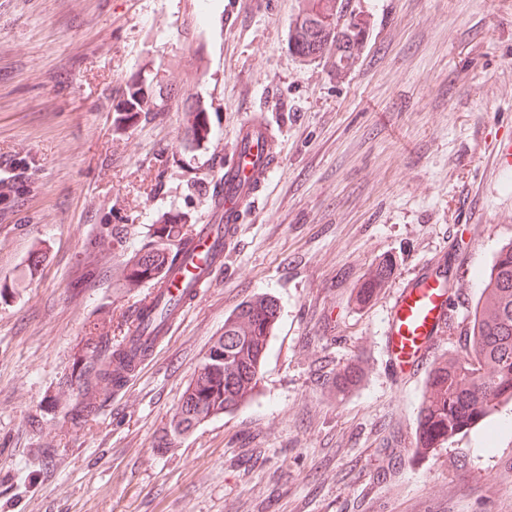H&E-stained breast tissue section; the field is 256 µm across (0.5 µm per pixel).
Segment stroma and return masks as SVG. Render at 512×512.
Here are the masks:
<instances>
[{"mask_svg": "<svg viewBox=\"0 0 512 512\" xmlns=\"http://www.w3.org/2000/svg\"><path fill=\"white\" fill-rule=\"evenodd\" d=\"M300 2L0 0V159L33 163L0 215V512H512V434L479 447L512 404L421 449L427 377L394 381L384 336L395 290L436 260L453 295L435 357L469 355L512 242V167L490 150L512 133V0H350L367 32L342 77L289 52ZM143 79L148 113L118 126ZM253 112L280 163L223 270L76 412L92 328L149 290L126 286L128 261L160 225L206 222ZM381 264L386 287L359 301ZM260 294L279 317L253 394L159 447L225 318ZM347 365L366 375L339 395Z\"/></svg>", "mask_w": 512, "mask_h": 512, "instance_id": "obj_1", "label": "stroma"}]
</instances>
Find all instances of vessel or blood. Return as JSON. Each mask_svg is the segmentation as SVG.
<instances>
[{
  "mask_svg": "<svg viewBox=\"0 0 512 512\" xmlns=\"http://www.w3.org/2000/svg\"><path fill=\"white\" fill-rule=\"evenodd\" d=\"M278 139L272 121L261 112L249 115L237 128L233 146L224 155L215 210L224 219V232L215 235L208 226L193 229L195 256L186 270L166 266L150 287V296L135 311L132 335L155 349L176 327L186 307L206 288L240 234L241 216L253 209L278 166ZM450 291L444 280L422 269L396 290L385 332L389 369L401 377L422 369L439 336L449 323Z\"/></svg>",
  "mask_w": 512,
  "mask_h": 512,
  "instance_id": "1",
  "label": "vessel or blood"
}]
</instances>
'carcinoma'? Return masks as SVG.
<instances>
[{
	"label": "carcinoma",
	"instance_id": "1",
	"mask_svg": "<svg viewBox=\"0 0 512 512\" xmlns=\"http://www.w3.org/2000/svg\"><path fill=\"white\" fill-rule=\"evenodd\" d=\"M366 27L349 9L348 0H303L291 29L289 51L303 61L334 56L336 76L346 73L362 45ZM144 84L129 87L117 105L118 121L127 122L144 111ZM15 182L0 179V211L18 203ZM155 244L145 243L126 268L130 285L155 278L166 263L178 260L185 232L168 224L157 232ZM484 301L477 306L470 330L473 360L450 357L429 372L426 394L418 414L420 445L435 448L512 402V243L502 247L486 276ZM278 319L274 300L256 297L224 319V333L206 353L189 382L170 429L165 435L189 433L201 422L235 410L257 386L261 365ZM92 355L76 361L74 379L84 390L107 391L126 378L145 344L122 337L112 344L108 332L91 337ZM365 376L359 366L336 372L334 389L344 394Z\"/></svg>",
	"mask_w": 512,
	"mask_h": 512
}]
</instances>
